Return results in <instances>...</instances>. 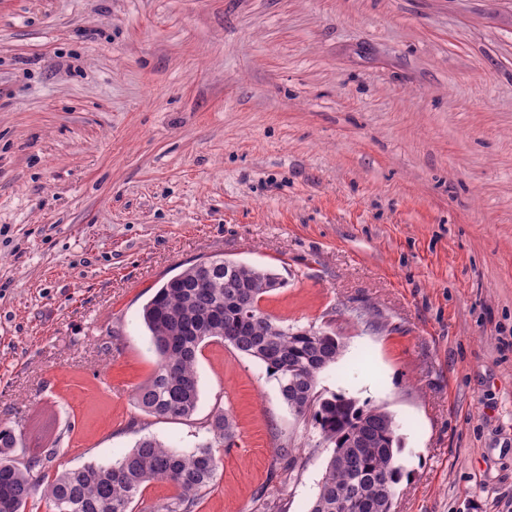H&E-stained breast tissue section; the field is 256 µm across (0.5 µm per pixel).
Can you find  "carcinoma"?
I'll use <instances>...</instances> for the list:
<instances>
[{
	"instance_id": "obj_1",
	"label": "carcinoma",
	"mask_w": 512,
	"mask_h": 512,
	"mask_svg": "<svg viewBox=\"0 0 512 512\" xmlns=\"http://www.w3.org/2000/svg\"><path fill=\"white\" fill-rule=\"evenodd\" d=\"M223 273L208 278L212 261L185 267L164 281L142 307V320L159 363L134 392L135 407L165 420L191 418L199 402L198 354L206 342L222 341L259 361L277 380L283 401L294 414L333 446L318 492L308 512H392L398 484L402 437L385 406H361L343 394L318 389L320 375L341 355L343 342L324 327L286 325L260 308L264 295L283 281L267 267L220 260ZM207 437L190 451L144 436L106 463L65 468L47 481L41 500L47 512H132L131 505L151 483L172 485L177 494L157 512H196L201 492L216 479V449L231 448L235 420L214 411ZM18 437L0 430V505L25 512L37 490V466L53 461L48 450L26 462L8 449Z\"/></svg>"
}]
</instances>
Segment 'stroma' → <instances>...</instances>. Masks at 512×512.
<instances>
[{
	"mask_svg": "<svg viewBox=\"0 0 512 512\" xmlns=\"http://www.w3.org/2000/svg\"><path fill=\"white\" fill-rule=\"evenodd\" d=\"M211 257L344 343L386 406L394 512H512V0H0V428L53 468L238 436L197 512H307L331 454L219 341L188 420L139 411L140 319ZM289 445L303 462L282 481Z\"/></svg>",
	"mask_w": 512,
	"mask_h": 512,
	"instance_id": "1",
	"label": "stroma"
}]
</instances>
